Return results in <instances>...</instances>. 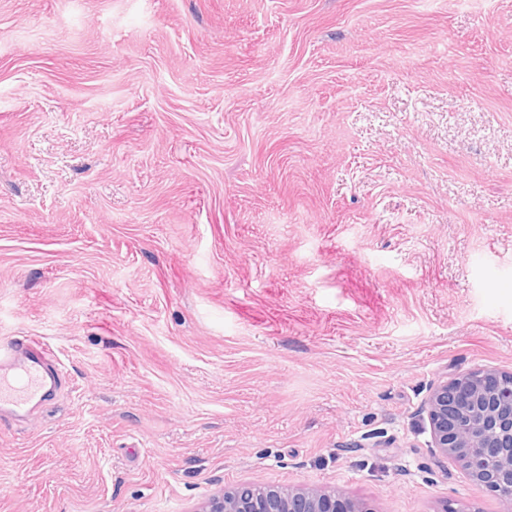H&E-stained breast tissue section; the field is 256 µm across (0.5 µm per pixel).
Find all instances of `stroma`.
<instances>
[{"label": "stroma", "mask_w": 512, "mask_h": 512, "mask_svg": "<svg viewBox=\"0 0 512 512\" xmlns=\"http://www.w3.org/2000/svg\"><path fill=\"white\" fill-rule=\"evenodd\" d=\"M0 512L241 484L506 512L431 446L512 372V0H0ZM50 353L37 339L0 342V413L23 415L55 390L58 373L49 368Z\"/></svg>", "instance_id": "1"}]
</instances>
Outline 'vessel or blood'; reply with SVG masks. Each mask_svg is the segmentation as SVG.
I'll return each mask as SVG.
<instances>
[{"label":"vessel or blood","instance_id":"1","mask_svg":"<svg viewBox=\"0 0 512 512\" xmlns=\"http://www.w3.org/2000/svg\"><path fill=\"white\" fill-rule=\"evenodd\" d=\"M50 353L37 339L0 342V413L22 415L55 390L56 371Z\"/></svg>","mask_w":512,"mask_h":512}]
</instances>
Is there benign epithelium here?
I'll return each instance as SVG.
<instances>
[{
	"label": "benign epithelium",
	"mask_w": 512,
	"mask_h": 512,
	"mask_svg": "<svg viewBox=\"0 0 512 512\" xmlns=\"http://www.w3.org/2000/svg\"><path fill=\"white\" fill-rule=\"evenodd\" d=\"M425 411L433 447L459 460L471 480L512 502V373L466 372L430 389ZM202 512H369L341 491L242 485L208 501Z\"/></svg>",
	"instance_id": "obj_1"
}]
</instances>
